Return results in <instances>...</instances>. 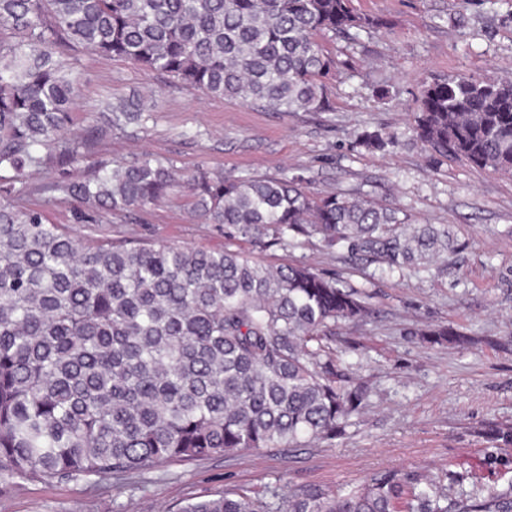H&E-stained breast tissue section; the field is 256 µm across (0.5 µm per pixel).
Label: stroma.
<instances>
[{"mask_svg":"<svg viewBox=\"0 0 512 512\" xmlns=\"http://www.w3.org/2000/svg\"><path fill=\"white\" fill-rule=\"evenodd\" d=\"M351 7L385 26L354 39L320 36L337 63L325 112L214 99L127 61L73 51L84 85L70 131L98 124L107 103L152 99L144 125L104 133L93 158L115 163L146 153L171 169L173 184L155 205L109 216L94 229L75 223L70 200L47 191L49 169L30 173L22 199L46 206L52 223L77 235L220 250L223 226L194 213L187 187L204 167L229 178L299 175L311 195L350 194L395 208L414 224L448 225L458 252L404 273L317 238L266 249L234 242L273 267L303 264L336 275L373 309L366 321L336 324L332 347L347 377L368 388L346 436L171 464L146 485L30 483L1 493L0 512H164L227 488L279 491L283 474L332 493L385 469L429 475L452 498L512 485V446L494 447L483 435L512 427V174L435 155L410 132L424 83L461 74L512 80V0H351ZM375 130L394 142L360 145L361 134ZM444 325L474 345L421 340V331Z\"/></svg>","mask_w":512,"mask_h":512,"instance_id":"1","label":"stroma"}]
</instances>
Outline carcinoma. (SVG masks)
<instances>
[{"instance_id":"carcinoma-1","label":"carcinoma","mask_w":512,"mask_h":512,"mask_svg":"<svg viewBox=\"0 0 512 512\" xmlns=\"http://www.w3.org/2000/svg\"><path fill=\"white\" fill-rule=\"evenodd\" d=\"M378 25L349 0H0V491L142 479L170 462L331 441L367 399L328 341L336 321H362L371 308L335 277L273 270L231 247L85 238L41 206L17 205L27 172L42 167L56 171L47 189L76 204L78 224L153 205L172 182L148 156L71 177L96 136L63 135L83 74L56 48L123 59L212 98L324 112L334 63L317 36ZM148 111L141 98L118 101L98 132ZM412 132L435 154L511 174L512 81L426 85ZM302 182L200 169L188 188L205 223L262 249L318 236L392 271L455 252L445 224L314 197ZM426 336L470 343L446 328ZM169 512H512V487L450 498L418 472L383 470L336 494L225 490Z\"/></svg>"}]
</instances>
